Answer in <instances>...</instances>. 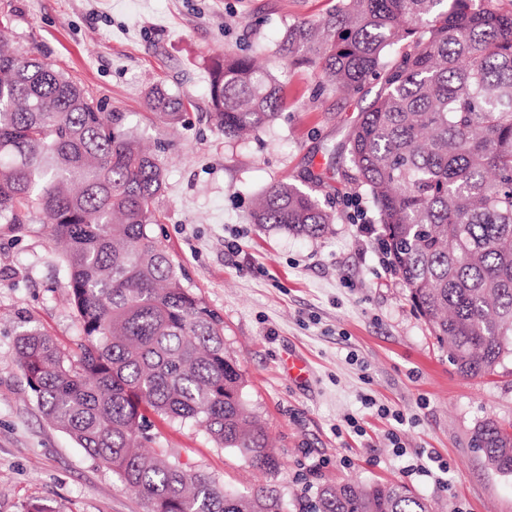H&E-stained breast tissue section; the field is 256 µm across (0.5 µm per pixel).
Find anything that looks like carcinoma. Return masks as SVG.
Instances as JSON below:
<instances>
[{"label":"carcinoma","mask_w":512,"mask_h":512,"mask_svg":"<svg viewBox=\"0 0 512 512\" xmlns=\"http://www.w3.org/2000/svg\"><path fill=\"white\" fill-rule=\"evenodd\" d=\"M280 50L338 92L380 83L349 136L344 177L371 197L391 266L458 372L495 374L512 359V10L496 0H338L326 19L288 29ZM209 97L229 139L263 129L284 106L271 70L228 54L212 64ZM149 101L164 125L191 106L158 84ZM165 181L120 113L0 29V224L41 214L63 244L79 325L75 361L42 332L19 334L15 359L43 415L148 512H283L272 487L230 492L144 451L152 413L194 423L263 473L281 467L243 399L224 323L152 233ZM251 219L307 237L332 223L285 182L261 195ZM475 441L488 468L512 475V429L487 418ZM311 512L434 508L402 484L351 481L319 487Z\"/></svg>","instance_id":"1"}]
</instances>
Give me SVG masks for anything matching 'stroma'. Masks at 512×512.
<instances>
[{"mask_svg": "<svg viewBox=\"0 0 512 512\" xmlns=\"http://www.w3.org/2000/svg\"><path fill=\"white\" fill-rule=\"evenodd\" d=\"M336 0H0L15 46L78 79L166 168L152 231L185 283L224 323V346L283 467L260 475L200 427L150 417L152 449L235 492L276 487L288 512L348 480L398 481L436 512H512V475L489 469L474 440L492 417L512 423V362L462 377L383 266L380 225L364 189L343 180L348 137L376 93H340L320 70L276 55L289 26L328 17ZM252 58L284 83L275 121L228 139L210 115V66ZM156 84L194 108L168 127L151 118ZM290 182L333 216L297 236L250 221L259 196ZM46 225L0 228V512H147L132 489L51 424L13 353L35 328L76 353V312ZM303 357L306 383L288 355ZM402 421H395L394 413ZM356 418L349 427L346 417ZM401 448H394V441Z\"/></svg>", "mask_w": 512, "mask_h": 512, "instance_id": "obj_1", "label": "stroma"}]
</instances>
